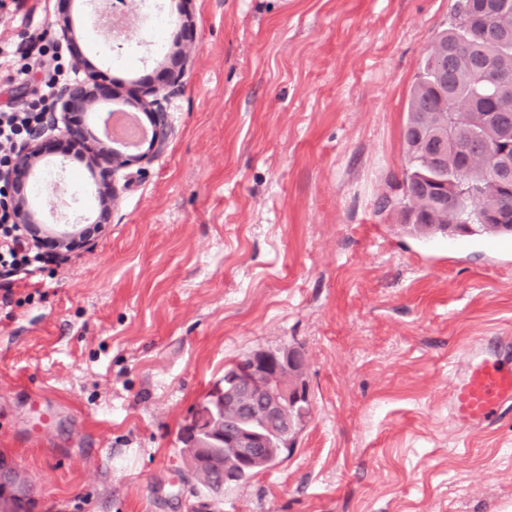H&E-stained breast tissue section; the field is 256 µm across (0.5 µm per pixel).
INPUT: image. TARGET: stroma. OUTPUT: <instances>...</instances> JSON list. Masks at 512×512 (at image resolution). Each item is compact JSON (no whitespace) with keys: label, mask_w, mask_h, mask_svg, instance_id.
Wrapping results in <instances>:
<instances>
[{"label":"stroma","mask_w":512,"mask_h":512,"mask_svg":"<svg viewBox=\"0 0 512 512\" xmlns=\"http://www.w3.org/2000/svg\"><path fill=\"white\" fill-rule=\"evenodd\" d=\"M169 23L104 47L86 0H30L0 38L68 25L82 75L127 109L190 51L175 128L119 172L111 221L0 304V457L25 512H512V407L460 428L448 391L512 337V240L419 237L400 208L407 105L453 0H157ZM65 137L46 159L94 171ZM304 352L291 454L220 501L179 431L233 361Z\"/></svg>","instance_id":"stroma-1"}]
</instances>
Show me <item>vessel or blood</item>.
Returning <instances> with one entry per match:
<instances>
[{
	"label": "vessel or blood",
	"instance_id": "vessel-or-blood-1",
	"mask_svg": "<svg viewBox=\"0 0 512 512\" xmlns=\"http://www.w3.org/2000/svg\"><path fill=\"white\" fill-rule=\"evenodd\" d=\"M495 351H470L469 364L448 394L449 416L461 427L489 425L512 405V358L501 355L502 337Z\"/></svg>",
	"mask_w": 512,
	"mask_h": 512
}]
</instances>
